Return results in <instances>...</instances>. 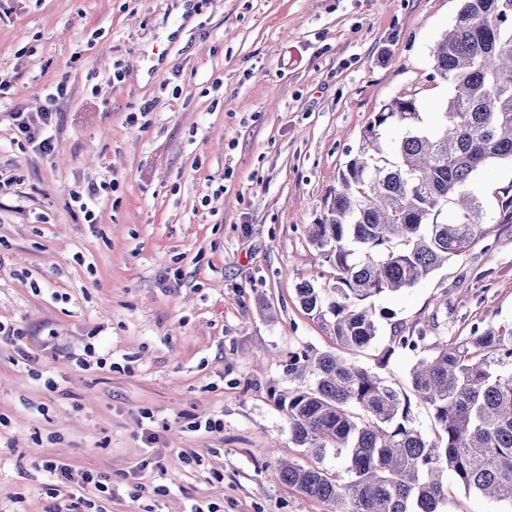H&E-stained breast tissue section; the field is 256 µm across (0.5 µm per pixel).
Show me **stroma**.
Masks as SVG:
<instances>
[{"mask_svg": "<svg viewBox=\"0 0 512 512\" xmlns=\"http://www.w3.org/2000/svg\"><path fill=\"white\" fill-rule=\"evenodd\" d=\"M460 5L0 0V322L34 355L0 338V512H50L51 458L105 512H325L272 473L305 459L280 407L301 385L289 353L336 349L297 298L333 281L305 228L384 104L439 121L432 49ZM43 109L47 154L12 120ZM91 183L94 224L70 199ZM371 307L370 368L402 326L511 324L512 224ZM88 348L109 367L80 366ZM208 417L222 429L187 430Z\"/></svg>", "mask_w": 512, "mask_h": 512, "instance_id": "1", "label": "stroma"}]
</instances>
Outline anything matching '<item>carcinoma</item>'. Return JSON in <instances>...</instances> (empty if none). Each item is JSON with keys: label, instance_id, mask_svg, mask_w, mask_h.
I'll list each match as a JSON object with an SVG mask.
<instances>
[{"label": "carcinoma", "instance_id": "1", "mask_svg": "<svg viewBox=\"0 0 512 512\" xmlns=\"http://www.w3.org/2000/svg\"><path fill=\"white\" fill-rule=\"evenodd\" d=\"M433 57L450 88L440 123L424 125L413 97L385 104L309 227L334 284L301 282L297 297L342 354L288 355L289 371L314 375L281 403L308 462L277 461L273 474L327 512H446L448 474L512 507V326L474 323L450 342L423 328L394 331L378 366L396 352L416 355L404 389L355 360L377 337L372 299L512 224V184L494 219L476 183L484 167L512 162V0H462ZM394 126L401 137L386 146L383 130ZM415 401L429 408L433 434L416 425ZM330 451L344 469L323 465Z\"/></svg>", "mask_w": 512, "mask_h": 512}]
</instances>
